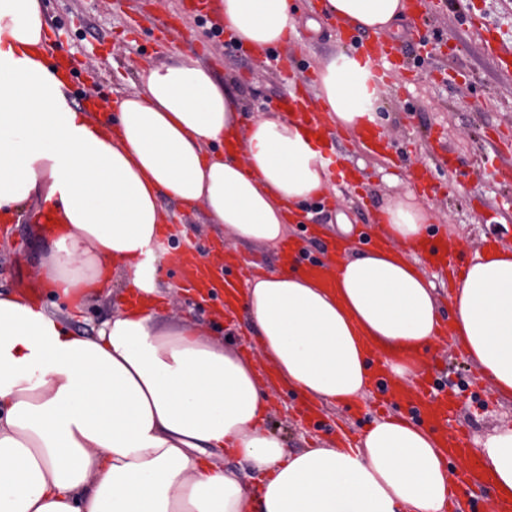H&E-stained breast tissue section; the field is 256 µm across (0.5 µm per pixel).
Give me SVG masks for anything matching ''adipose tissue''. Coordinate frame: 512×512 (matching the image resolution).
Listing matches in <instances>:
<instances>
[{"mask_svg":"<svg viewBox=\"0 0 512 512\" xmlns=\"http://www.w3.org/2000/svg\"><path fill=\"white\" fill-rule=\"evenodd\" d=\"M239 43L264 49L295 34L289 0H221ZM407 0H323L322 14L384 34ZM40 0H0V214L29 201L60 229L40 264L44 287L82 309L124 270L138 305L95 335L60 312L0 293V512H444L449 476L436 435L374 420L357 452L286 451L259 422L267 397L249 361L194 325L161 327L148 260L167 197L202 208L237 243L277 247L303 205L331 186L308 130L276 112L251 121L199 60L144 72L114 127L73 109L47 61ZM368 67L341 49L321 64L317 98L349 131L382 107ZM239 151L223 150L225 134ZM432 220L414 191L378 216L410 244ZM331 284L294 270L247 281L244 309L281 378L314 399L365 395L373 344L427 348L439 331L436 287L392 249L341 259ZM453 337L499 394L512 396V246L474 251L449 293ZM260 486L225 468V449ZM479 459L497 495H512V428Z\"/></svg>","mask_w":512,"mask_h":512,"instance_id":"adipose-tissue-1","label":"adipose tissue"}]
</instances>
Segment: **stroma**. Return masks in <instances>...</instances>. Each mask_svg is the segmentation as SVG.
<instances>
[{"instance_id": "obj_1", "label": "stroma", "mask_w": 512, "mask_h": 512, "mask_svg": "<svg viewBox=\"0 0 512 512\" xmlns=\"http://www.w3.org/2000/svg\"><path fill=\"white\" fill-rule=\"evenodd\" d=\"M192 0H42L44 19L52 36L49 57H68L73 64L71 91L92 92L101 111H110L115 100L134 91L144 69L189 56L199 60L217 81L226 83L236 102L250 117L279 111L284 83L276 58H260L248 50L228 55L223 38L213 36L211 25H198L190 9ZM297 12L295 37L287 47L307 70L306 90L317 94L319 68L324 57L342 45L330 22L310 31L306 22L317 13L321 0H293ZM180 27V38L165 40L155 28V18ZM435 35L434 48H422L415 39L410 16L401 17L397 43L410 68L401 75L402 92L382 91L380 114L386 140L395 142L391 156L369 152L346 129H339L338 149L358 168L357 189L336 188L329 202L312 212V223L321 227L322 239L352 241L371 223L387 198L407 191V169L431 162L438 145L456 157L455 169H441V181L450 184L447 195L432 198L433 224L463 240V258L472 251L512 245V185L501 184L496 170L512 165V72L503 70L481 48L478 35L489 25L512 26V0H466L454 5L439 0L426 18ZM167 210L186 214L184 237L171 238V246L190 241L199 251L200 264L216 253L245 257L257 272L267 273L280 264L276 248L237 244L211 225L202 210L165 201ZM36 202L25 204L18 219L0 221V290L19 292L22 283L37 281L45 242L36 222ZM345 215L350 230H332L337 215ZM163 296L156 300L160 323L196 325L208 336L223 340L255 370L271 361L259 349L257 334L243 311L217 323L208 305L192 292L179 288L167 270L156 275ZM125 291L116 287L111 297L91 301L70 322L73 332L94 335L99 324L123 303ZM269 411L262 426L278 436L290 452L309 448L344 447L359 441L362 432L379 416L375 407L356 413L349 405L323 403L334 434L314 435L297 413L300 397L280 380L263 381ZM456 421L469 430L473 447L495 430L512 428V397L500 395L493 385L468 390L456 412Z\"/></svg>"}]
</instances>
